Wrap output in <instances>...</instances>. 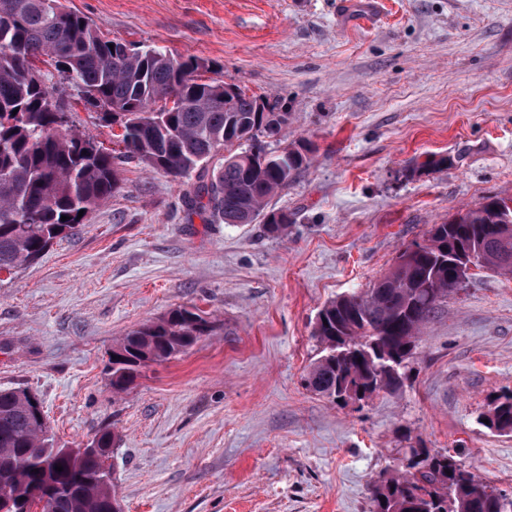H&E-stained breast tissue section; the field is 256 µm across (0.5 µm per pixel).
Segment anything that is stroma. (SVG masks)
Here are the masks:
<instances>
[{
	"mask_svg": "<svg viewBox=\"0 0 512 512\" xmlns=\"http://www.w3.org/2000/svg\"><path fill=\"white\" fill-rule=\"evenodd\" d=\"M105 38L201 60L288 115L310 160L262 222H206L142 164L72 236L0 272V389L40 402L56 447L112 430L123 512H371L401 448L457 456L512 492V434L479 424L512 391V277L475 272L423 329L402 391L340 405L305 377L322 306L486 197L512 200V0H66ZM73 128L121 145L42 64ZM445 165L427 166L431 157ZM213 332L113 392L122 336L168 311Z\"/></svg>",
	"mask_w": 512,
	"mask_h": 512,
	"instance_id": "stroma-1",
	"label": "stroma"
}]
</instances>
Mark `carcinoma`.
<instances>
[{
	"instance_id": "cac0c4a2",
	"label": "carcinoma",
	"mask_w": 512,
	"mask_h": 512,
	"mask_svg": "<svg viewBox=\"0 0 512 512\" xmlns=\"http://www.w3.org/2000/svg\"><path fill=\"white\" fill-rule=\"evenodd\" d=\"M42 57L85 104L104 109L101 119L123 128V152L114 156L68 127L54 92L31 79ZM200 67L194 56L105 40L61 0H0V271L72 234L112 198L120 165L131 161L194 180L186 204L211 219L252 224L268 215L309 148L268 152L264 138L288 124L287 114L257 111L260 98L237 87L226 97L224 83L198 82ZM499 204L506 201L489 198L433 225L370 288L324 304L307 388L339 404L401 389L422 327L462 287L467 264L512 275V207ZM290 224L282 212L266 228L282 236ZM212 328L205 312L180 307L128 332L113 346L124 359L109 360L112 390H129L144 367L185 352ZM481 418L511 435L512 392L491 399ZM103 456L55 447L28 392L0 389V512H30L35 488L52 490L55 512H121ZM403 460L373 485L372 512H512V494L480 483L454 455L411 447ZM20 473L23 483L15 482Z\"/></svg>"
}]
</instances>
